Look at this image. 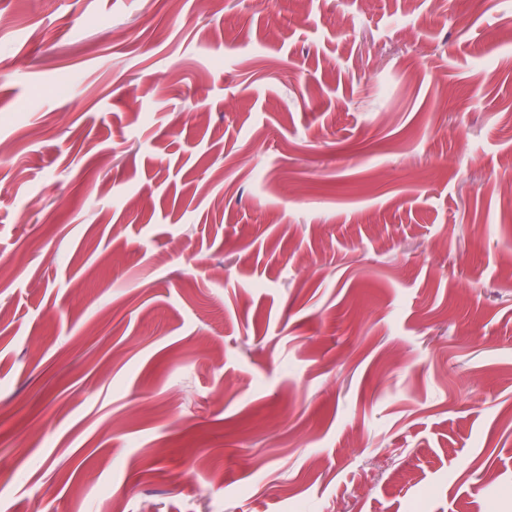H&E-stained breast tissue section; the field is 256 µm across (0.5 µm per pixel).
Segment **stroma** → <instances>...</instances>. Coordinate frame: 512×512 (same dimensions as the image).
Listing matches in <instances>:
<instances>
[{"label": "stroma", "mask_w": 512, "mask_h": 512, "mask_svg": "<svg viewBox=\"0 0 512 512\" xmlns=\"http://www.w3.org/2000/svg\"><path fill=\"white\" fill-rule=\"evenodd\" d=\"M512 0H0V512H512Z\"/></svg>", "instance_id": "1"}]
</instances>
